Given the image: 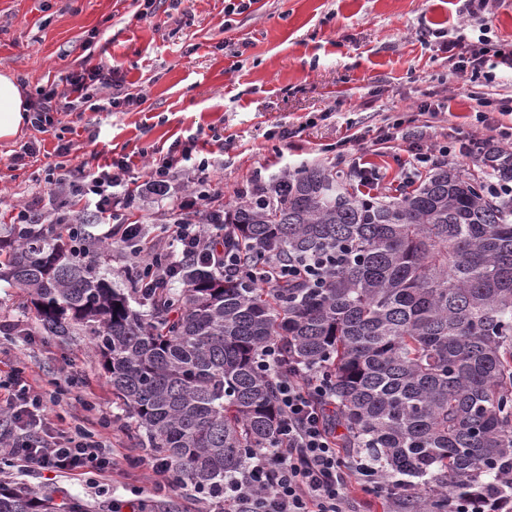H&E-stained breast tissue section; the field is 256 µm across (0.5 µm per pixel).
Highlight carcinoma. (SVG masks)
<instances>
[{
  "label": "carcinoma",
  "instance_id": "carcinoma-1",
  "mask_svg": "<svg viewBox=\"0 0 512 512\" xmlns=\"http://www.w3.org/2000/svg\"><path fill=\"white\" fill-rule=\"evenodd\" d=\"M512 180V152L491 151ZM247 266L317 263L320 286L265 288L187 264L186 288L132 307L141 283H112L107 245L76 246L52 224L0 235V281L43 329L89 336L138 444L188 492L224 491L247 451L279 443L276 386L255 365L277 342L331 377L336 444L422 481L414 512L499 484L512 464V202L446 167L388 200L308 167L224 208ZM0 512H83L26 484H0Z\"/></svg>",
  "mask_w": 512,
  "mask_h": 512
}]
</instances>
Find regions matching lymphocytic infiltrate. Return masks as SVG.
Here are the masks:
<instances>
[{"mask_svg":"<svg viewBox=\"0 0 512 512\" xmlns=\"http://www.w3.org/2000/svg\"><path fill=\"white\" fill-rule=\"evenodd\" d=\"M459 47L452 71L469 74L471 81H493L501 66L512 70V50L492 46L486 35L460 42ZM122 83L119 68L84 63L68 77L66 88L54 82L36 88L29 121L44 132L53 126L57 112H100L112 106L141 104V97L129 93L121 98H101L102 89L118 88ZM197 146L198 138L193 135L148 162L151 194L169 203L167 241L163 244L149 237L146 225L125 221L141 197L140 189L126 178L130 170L126 157L93 169L84 163L73 166L67 162L72 145L61 139L54 149L57 161L47 168L45 180L64 189L70 223H79L84 208L94 207L100 223L108 225L109 237L129 246L131 256L144 262L150 275L148 287H169L178 266L188 259L233 276L244 265L243 255L234 245L237 230L224 221L220 191L207 172L208 160L198 159ZM190 160L196 161L200 172L197 186L194 192L172 198L174 174ZM256 362L275 380L282 443L253 453L241 472L225 479L224 512H350L349 486L354 481L391 493V480L374 463L362 456L345 458L337 448L330 420L336 400L324 374L286 362L276 343L264 346ZM9 379L10 391L0 399V411L9 414L11 425L0 429V455L25 468L60 474L105 473L116 468V459L90 421L57 427L45 413L37 385L18 369L11 371ZM511 502L501 488L476 485L468 497L449 499L448 512H503Z\"/></svg>","mask_w":512,"mask_h":512,"instance_id":"lymphocytic-infiltrate-1","label":"lymphocytic infiltrate"}]
</instances>
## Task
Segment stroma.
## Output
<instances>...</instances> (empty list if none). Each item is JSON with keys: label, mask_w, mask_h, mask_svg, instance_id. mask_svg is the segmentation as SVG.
Wrapping results in <instances>:
<instances>
[{"label": "stroma", "mask_w": 512, "mask_h": 512, "mask_svg": "<svg viewBox=\"0 0 512 512\" xmlns=\"http://www.w3.org/2000/svg\"><path fill=\"white\" fill-rule=\"evenodd\" d=\"M225 0H182L178 9L158 5L150 21L137 20V0H0V73L24 78L25 95L47 80L65 84L89 55L120 67L124 90L139 94L137 107L108 112H58L51 131L31 126L0 139V223L13 206L39 200L53 214L55 196L44 181L57 134L74 149L71 164L97 151L132 159L130 175L148 179L146 149H168L200 134L209 172L236 202L256 170L280 177L302 165H326L346 173L359 164L379 169L378 196L404 184L411 143L397 139L374 149L368 130L384 116L416 119L425 100L447 110L435 119L429 142L485 134L475 120L477 97L512 94V71L497 69L490 84L449 73L448 54L424 44L429 28L450 37H474L478 23L460 12L458 0H257L232 23ZM291 130L282 138V130ZM96 142H88L89 132ZM360 140L337 153L350 132ZM39 141L37 157L21 169L5 160L24 142ZM40 376L44 404L54 423L120 416L100 355L89 337L54 336L43 330L20 289L0 284V372L14 367ZM102 441L120 458L119 475L54 474L0 469V483H24L56 500L81 501L87 512H109L113 500L143 504L145 512H205L179 490L155 494L146 466L125 464L135 447L130 430L103 431Z\"/></svg>", "instance_id": "1"}]
</instances>
